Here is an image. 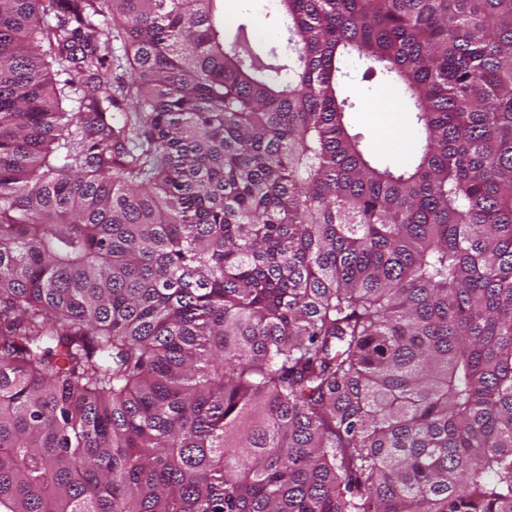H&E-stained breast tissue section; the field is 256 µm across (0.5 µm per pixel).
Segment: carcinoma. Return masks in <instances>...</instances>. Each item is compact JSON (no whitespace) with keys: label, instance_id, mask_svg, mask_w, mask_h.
<instances>
[{"label":"carcinoma","instance_id":"cac0c4a2","mask_svg":"<svg viewBox=\"0 0 512 512\" xmlns=\"http://www.w3.org/2000/svg\"><path fill=\"white\" fill-rule=\"evenodd\" d=\"M217 2L0 0V512H512V0ZM222 0L218 18L226 35H231L239 23L251 25L253 39L269 49L275 47L280 54H288L286 19L276 0ZM363 60L354 58L349 70L354 77L344 88L355 107L348 110V122L362 132L364 144L381 164L397 165L414 155L419 133L411 122L410 109L402 89L376 78L362 82Z\"/></svg>","mask_w":512,"mask_h":512}]
</instances>
